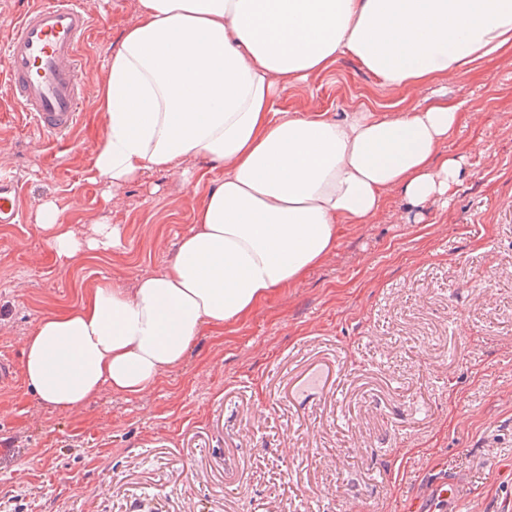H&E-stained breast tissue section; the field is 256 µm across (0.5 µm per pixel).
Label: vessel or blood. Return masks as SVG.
<instances>
[{
	"label": "vessel or blood",
	"mask_w": 512,
	"mask_h": 512,
	"mask_svg": "<svg viewBox=\"0 0 512 512\" xmlns=\"http://www.w3.org/2000/svg\"><path fill=\"white\" fill-rule=\"evenodd\" d=\"M92 21L88 0H33L0 49L12 102L49 136L65 137L83 110L79 49ZM20 198L17 182L0 179V224L20 223Z\"/></svg>",
	"instance_id": "b4317fda"
}]
</instances>
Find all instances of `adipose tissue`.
<instances>
[{"mask_svg": "<svg viewBox=\"0 0 512 512\" xmlns=\"http://www.w3.org/2000/svg\"><path fill=\"white\" fill-rule=\"evenodd\" d=\"M512 50V0H138L98 82L104 128L91 157L105 203L157 170L189 182L187 160L220 175L194 210L174 259L104 279L22 339L23 377L45 407L72 413L102 389L147 392L181 366L204 330L248 317L368 224L388 195L448 206L464 158H438L466 101L381 115L277 108L288 81L351 56L383 85L423 88ZM36 229L61 259L112 249L120 226L89 237L50 201Z\"/></svg>", "mask_w": 512, "mask_h": 512, "instance_id": "obj_1", "label": "adipose tissue"}]
</instances>
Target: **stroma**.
<instances>
[{"label": "stroma", "mask_w": 512, "mask_h": 512, "mask_svg": "<svg viewBox=\"0 0 512 512\" xmlns=\"http://www.w3.org/2000/svg\"><path fill=\"white\" fill-rule=\"evenodd\" d=\"M137 0H98L80 48L87 106L56 139L0 103V177L18 179L22 218L0 224V354L16 367L0 387V512H512V57L482 60L444 84L468 99L438 150L464 156L448 208L389 194L372 223L345 226L334 255L247 319L204 331L154 388L102 391L77 413L28 390L18 337L77 305L100 279L130 285L175 253L213 174L191 184L155 171L109 208L92 182L103 118L97 76L133 23ZM429 90L381 84L344 56L291 81L281 109L402 112ZM51 200L65 223L119 225L118 247L60 261L32 213ZM319 366L315 399L298 379ZM454 481L458 498L431 490Z\"/></svg>", "instance_id": "35a3bbf8"}]
</instances>
